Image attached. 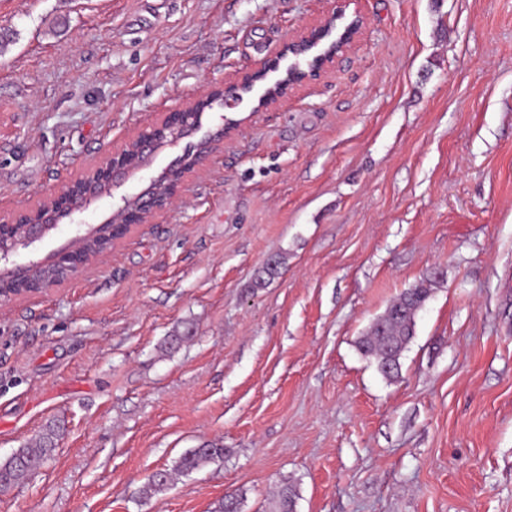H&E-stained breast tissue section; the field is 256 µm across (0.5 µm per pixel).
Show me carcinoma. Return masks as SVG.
I'll return each instance as SVG.
<instances>
[{
  "mask_svg": "<svg viewBox=\"0 0 512 512\" xmlns=\"http://www.w3.org/2000/svg\"><path fill=\"white\" fill-rule=\"evenodd\" d=\"M433 283V279L424 278L407 288L358 338L357 346L361 353L372 359L378 371L388 379L399 375L400 358L415 336L417 314L431 297ZM56 440L57 429L50 424L35 443L24 445L8 459L0 460V493L23 484L35 461L52 455ZM222 458L224 445L206 442L187 450L177 461L174 470L188 474ZM297 497L296 487L284 484L270 503V512H294Z\"/></svg>",
  "mask_w": 512,
  "mask_h": 512,
  "instance_id": "obj_1",
  "label": "carcinoma"
}]
</instances>
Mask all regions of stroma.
<instances>
[{"label": "stroma", "instance_id": "obj_1", "mask_svg": "<svg viewBox=\"0 0 512 512\" xmlns=\"http://www.w3.org/2000/svg\"><path fill=\"white\" fill-rule=\"evenodd\" d=\"M355 7L335 68L246 115L174 208L0 308V460L59 430L0 512H268L286 482L296 512H512V0ZM333 8L0 0V215ZM429 275L386 380L355 342ZM207 440L223 459L145 494Z\"/></svg>", "mask_w": 512, "mask_h": 512}]
</instances>
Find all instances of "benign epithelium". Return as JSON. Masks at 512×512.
<instances>
[{
	"instance_id": "7a95c632",
	"label": "benign epithelium",
	"mask_w": 512,
	"mask_h": 512,
	"mask_svg": "<svg viewBox=\"0 0 512 512\" xmlns=\"http://www.w3.org/2000/svg\"><path fill=\"white\" fill-rule=\"evenodd\" d=\"M343 6L328 13L316 26L290 38L279 53L265 60L252 73L234 82H212L206 91L181 108L167 112L157 122L142 129L101 161L84 171L93 182L83 183V177L68 182L48 193L34 206H21L8 217L0 216V284L12 283L17 291L8 294L0 290V305L19 296L43 293L77 274L94 260L106 254L140 224L151 223L153 217L170 208L179 195L186 177L202 166L208 157L223 146L234 129L227 122L214 131L200 133L201 115L215 103L235 111L244 103V95L254 89L271 72L279 69L282 59L293 56L287 76L269 85L258 97L251 112H261L288 95L297 86L317 81L330 72L336 62L352 47L364 26V18L354 12L336 42L318 54L311 50L321 45L335 26L336 18L345 16V7L355 0H342ZM199 136L192 163L177 169L171 162L160 171L152 170L156 157L166 148L183 139ZM138 178V185L127 183ZM108 200L110 214L90 225L87 212L91 205ZM74 226V235L63 248L40 259H22L61 224Z\"/></svg>"
}]
</instances>
